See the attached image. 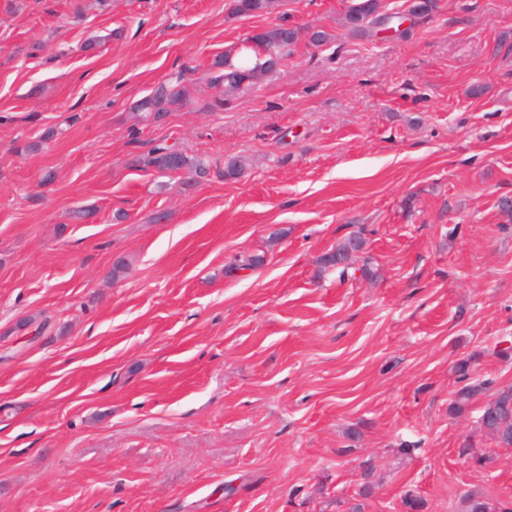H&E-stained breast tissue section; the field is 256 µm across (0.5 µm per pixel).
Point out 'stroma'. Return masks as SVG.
I'll list each match as a JSON object with an SVG mask.
<instances>
[{
	"label": "stroma",
	"instance_id": "35a3bbf8",
	"mask_svg": "<svg viewBox=\"0 0 512 512\" xmlns=\"http://www.w3.org/2000/svg\"><path fill=\"white\" fill-rule=\"evenodd\" d=\"M415 2L363 38L348 0H0V512L512 507L478 424L512 385V0ZM283 21L332 39L210 84ZM158 143L207 175L139 164ZM354 232L374 279L318 262ZM469 356L488 389L456 415ZM182 77V73H179L174 81L157 86L148 96L136 103L134 117L138 123L171 112L182 105L183 93L179 88Z\"/></svg>",
	"mask_w": 512,
	"mask_h": 512
}]
</instances>
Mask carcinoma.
Instances as JSON below:
<instances>
[{
    "label": "carcinoma",
    "mask_w": 512,
    "mask_h": 512,
    "mask_svg": "<svg viewBox=\"0 0 512 512\" xmlns=\"http://www.w3.org/2000/svg\"><path fill=\"white\" fill-rule=\"evenodd\" d=\"M380 0H352L343 16V25L349 31L364 36L374 34L379 24ZM265 0H235L233 13L239 16L259 15L267 11ZM319 47L330 40V34L324 30H301L288 26L282 22L268 28L265 34L257 40L264 51V57L257 59L251 68H241L230 62L227 56H218L214 59L213 67L217 74L210 78V83L219 86H234L236 88L244 83H253L255 79L266 70L269 61L279 58L284 60L290 50L300 40ZM182 75H177L171 83L157 86L148 96L139 100L134 106V117L137 122H146L151 118L168 113L183 103V93L179 88ZM146 166L157 171H170L190 169L197 174H204L207 165L201 160L189 157L184 153L170 152L165 146L152 147L143 158ZM364 240L352 235L339 243L332 251L320 258L324 266H336L341 269V275L348 274L349 256L352 251L362 247ZM475 356L458 361L455 373L463 386L457 391L456 398L451 404L453 412L460 414L469 401L482 389V385L469 382V371ZM480 429L490 436L494 442L504 448H512V386L499 389L482 407L480 416ZM462 512H512L504 509L480 496L468 494L462 499Z\"/></svg>",
    "instance_id": "cac0c4a2"
}]
</instances>
